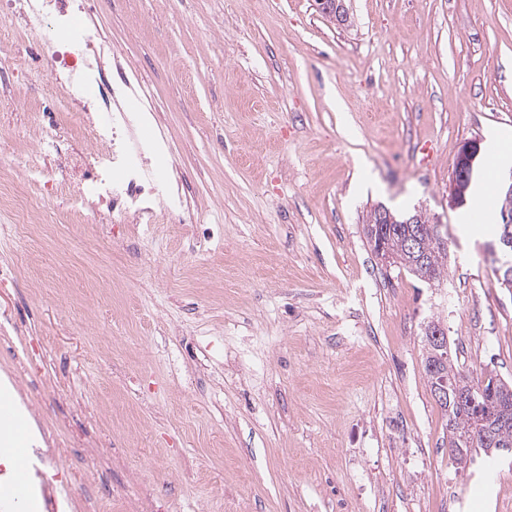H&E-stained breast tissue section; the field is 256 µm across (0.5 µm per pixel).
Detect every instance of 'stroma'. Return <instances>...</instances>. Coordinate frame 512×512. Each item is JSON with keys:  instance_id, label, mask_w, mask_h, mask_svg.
I'll return each mask as SVG.
<instances>
[{"instance_id": "obj_1", "label": "stroma", "mask_w": 512, "mask_h": 512, "mask_svg": "<svg viewBox=\"0 0 512 512\" xmlns=\"http://www.w3.org/2000/svg\"><path fill=\"white\" fill-rule=\"evenodd\" d=\"M152 99L182 222L75 221L20 177L64 103L41 40L0 19V383L69 512H512V457L458 468L422 332L512 382L493 224L448 189L461 144L512 154V0H85ZM448 234L438 287L382 265L375 205Z\"/></svg>"}]
</instances>
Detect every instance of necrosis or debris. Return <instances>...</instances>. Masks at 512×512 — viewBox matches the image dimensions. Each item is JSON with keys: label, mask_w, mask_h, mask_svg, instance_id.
<instances>
[{"label": "necrosis or debris", "mask_w": 512, "mask_h": 512, "mask_svg": "<svg viewBox=\"0 0 512 512\" xmlns=\"http://www.w3.org/2000/svg\"><path fill=\"white\" fill-rule=\"evenodd\" d=\"M0 13L21 16L33 29H44L45 44L62 42L61 52L52 54L53 75L64 77L68 103L91 94L93 112H79L75 129L86 131L104 152L75 156L72 163L82 176L71 194V210L83 216L92 200L107 202L116 224H157L180 208L175 192L161 193V164L170 156L169 147L144 139L145 107L134 104L126 78H111L99 56L89 53L91 31L76 23L67 0H0ZM156 164H148L147 156Z\"/></svg>", "instance_id": "4bbe7bcc"}]
</instances>
